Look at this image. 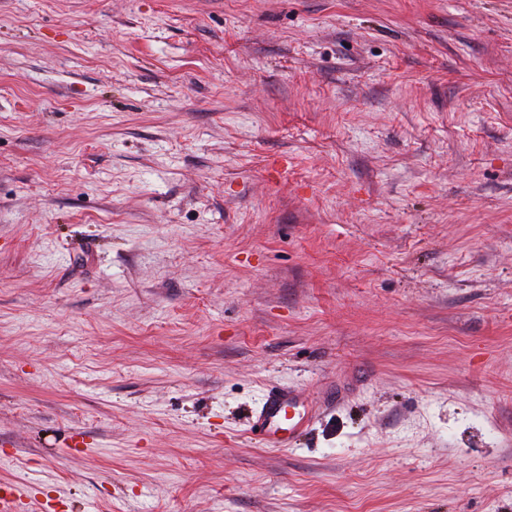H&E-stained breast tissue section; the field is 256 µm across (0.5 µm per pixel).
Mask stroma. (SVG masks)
Segmentation results:
<instances>
[{
    "label": "stroma",
    "instance_id": "obj_1",
    "mask_svg": "<svg viewBox=\"0 0 512 512\" xmlns=\"http://www.w3.org/2000/svg\"><path fill=\"white\" fill-rule=\"evenodd\" d=\"M2 484L512 512V0H0ZM318 416V409L302 393L272 386L251 412V431L265 448H291Z\"/></svg>",
    "mask_w": 512,
    "mask_h": 512
}]
</instances>
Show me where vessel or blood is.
<instances>
[{
    "instance_id": "1",
    "label": "vessel or blood",
    "mask_w": 512,
    "mask_h": 512,
    "mask_svg": "<svg viewBox=\"0 0 512 512\" xmlns=\"http://www.w3.org/2000/svg\"><path fill=\"white\" fill-rule=\"evenodd\" d=\"M317 408L302 393L271 387L252 411L251 430L266 448H289L318 418Z\"/></svg>"
}]
</instances>
